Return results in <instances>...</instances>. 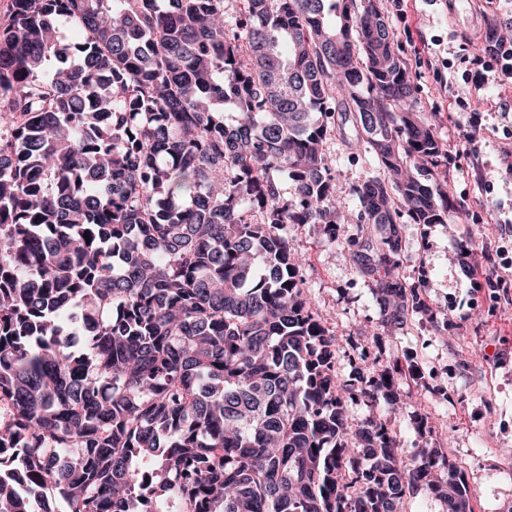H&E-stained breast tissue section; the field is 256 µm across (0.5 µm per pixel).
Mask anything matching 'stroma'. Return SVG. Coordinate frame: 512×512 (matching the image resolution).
<instances>
[{"label":"stroma","instance_id":"obj_1","mask_svg":"<svg viewBox=\"0 0 512 512\" xmlns=\"http://www.w3.org/2000/svg\"><path fill=\"white\" fill-rule=\"evenodd\" d=\"M399 52L418 87L417 109L437 128L440 164L431 186L448 191L455 209L441 224L398 226L401 250L391 281L422 291L428 314L382 326L374 277L357 260L374 255L385 233L374 224H293L288 240L309 253L302 288L340 345L339 378L373 377L389 363L415 364L394 403L378 399L404 453L438 448L457 466L474 512H512V84L465 82L491 36L512 35V0H441L433 14L419 0H380ZM475 129L464 144L462 133ZM336 196L373 166L341 138L327 150ZM365 359L350 360L352 347ZM423 416L425 430L410 423Z\"/></svg>","mask_w":512,"mask_h":512}]
</instances>
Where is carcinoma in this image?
I'll return each mask as SVG.
<instances>
[{
	"label": "carcinoma",
	"mask_w": 512,
	"mask_h": 512,
	"mask_svg": "<svg viewBox=\"0 0 512 512\" xmlns=\"http://www.w3.org/2000/svg\"><path fill=\"white\" fill-rule=\"evenodd\" d=\"M416 94L377 0H10L0 512H403L420 491L473 512L439 449L407 463L382 416L352 429L403 372L338 379L286 233L336 231L327 145L352 122L376 164L359 223L389 231L360 272L384 325L429 311L388 281L402 213L451 206Z\"/></svg>",
	"instance_id": "cac0c4a2"
}]
</instances>
